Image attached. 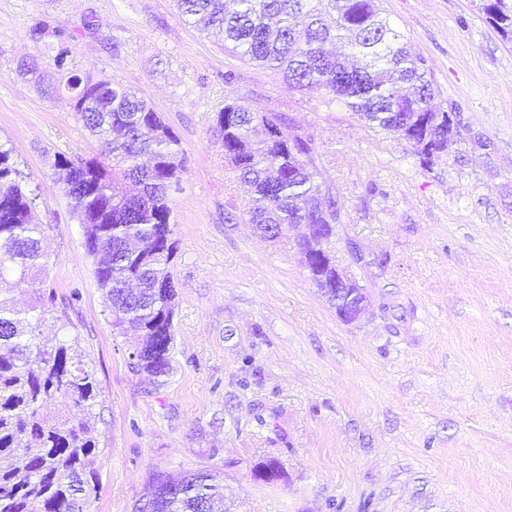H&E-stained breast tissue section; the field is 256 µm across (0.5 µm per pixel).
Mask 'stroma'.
<instances>
[{"label": "stroma", "instance_id": "35a3bbf8", "mask_svg": "<svg viewBox=\"0 0 512 512\" xmlns=\"http://www.w3.org/2000/svg\"><path fill=\"white\" fill-rule=\"evenodd\" d=\"M488 2H380L467 127L427 171L397 134L233 56L174 0H0V143L37 190L47 251L13 297L36 306L43 340H75L96 373L87 512H134L153 475L198 469L223 474L224 512H512V41ZM24 59L55 83L71 72L124 84L179 140L163 385L131 368L56 177L58 157L102 147L65 91L47 96L19 73ZM228 98L283 113L313 140L338 210L331 253L369 296L358 322L310 279L301 227L273 244L243 223L250 196L213 131ZM476 135L494 152L474 149ZM269 458L280 477L256 480Z\"/></svg>", "mask_w": 512, "mask_h": 512}]
</instances>
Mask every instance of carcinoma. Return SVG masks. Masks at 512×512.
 <instances>
[{
    "label": "carcinoma",
    "instance_id": "obj_1",
    "mask_svg": "<svg viewBox=\"0 0 512 512\" xmlns=\"http://www.w3.org/2000/svg\"><path fill=\"white\" fill-rule=\"evenodd\" d=\"M176 7L240 59L280 70L298 91L341 102L371 129L401 133L426 168L447 151L448 127L463 123L456 105L434 103L425 59L376 0H176ZM484 10L512 38V6L491 0ZM66 88L75 116L101 141L103 159L58 160L63 192L83 227L113 328L136 333L132 368L158 381L170 372L175 341L168 191L184 170L179 141L129 88L75 74ZM287 128L284 114L243 100L224 101L213 126L224 159L253 192L245 223L273 242L286 225H318L314 247L304 243L308 273L330 301L336 267L326 253L336 201L315 182L312 139ZM36 200L12 149L0 144V277L9 269L19 286L44 266ZM38 328L0 294V512H83L96 492L97 443L84 424L52 416L50 406L64 398L92 408L98 380L75 345L43 343ZM223 499L224 479L211 470L161 473L135 512H215Z\"/></svg>",
    "mask_w": 512,
    "mask_h": 512
}]
</instances>
